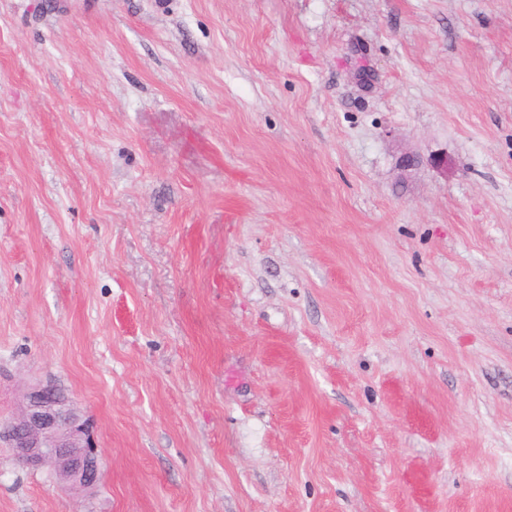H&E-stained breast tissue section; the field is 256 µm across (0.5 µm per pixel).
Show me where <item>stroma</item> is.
<instances>
[{
  "instance_id": "stroma-1",
  "label": "stroma",
  "mask_w": 512,
  "mask_h": 512,
  "mask_svg": "<svg viewBox=\"0 0 512 512\" xmlns=\"http://www.w3.org/2000/svg\"><path fill=\"white\" fill-rule=\"evenodd\" d=\"M36 383L101 479L0 512H512V0H0Z\"/></svg>"
}]
</instances>
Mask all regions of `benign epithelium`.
Returning <instances> with one entry per match:
<instances>
[{
  "label": "benign epithelium",
  "mask_w": 512,
  "mask_h": 512,
  "mask_svg": "<svg viewBox=\"0 0 512 512\" xmlns=\"http://www.w3.org/2000/svg\"><path fill=\"white\" fill-rule=\"evenodd\" d=\"M0 442L15 449V458L26 467L50 466L62 479L81 487L99 481L88 426L53 385L28 389L20 412L0 422Z\"/></svg>",
  "instance_id": "benign-epithelium-1"
}]
</instances>
